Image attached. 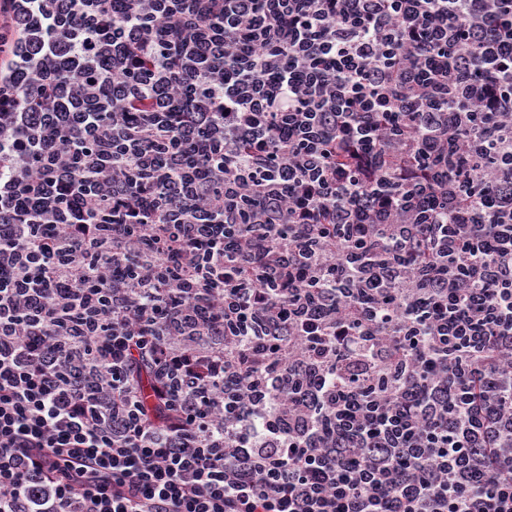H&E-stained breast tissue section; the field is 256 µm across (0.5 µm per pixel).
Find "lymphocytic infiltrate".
<instances>
[{
  "label": "lymphocytic infiltrate",
  "mask_w": 512,
  "mask_h": 512,
  "mask_svg": "<svg viewBox=\"0 0 512 512\" xmlns=\"http://www.w3.org/2000/svg\"><path fill=\"white\" fill-rule=\"evenodd\" d=\"M0 512H512V0H0Z\"/></svg>",
  "instance_id": "lymphocytic-infiltrate-1"
}]
</instances>
